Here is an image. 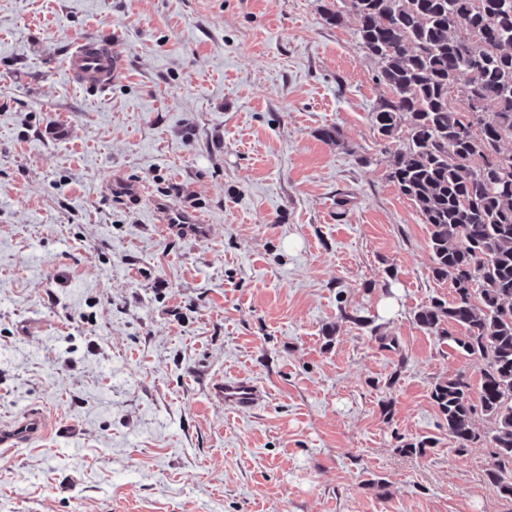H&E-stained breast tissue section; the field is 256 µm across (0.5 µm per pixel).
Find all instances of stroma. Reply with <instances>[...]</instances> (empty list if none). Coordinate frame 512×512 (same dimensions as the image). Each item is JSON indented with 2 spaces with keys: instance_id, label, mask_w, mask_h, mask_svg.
<instances>
[{
  "instance_id": "1",
  "label": "stroma",
  "mask_w": 512,
  "mask_h": 512,
  "mask_svg": "<svg viewBox=\"0 0 512 512\" xmlns=\"http://www.w3.org/2000/svg\"><path fill=\"white\" fill-rule=\"evenodd\" d=\"M324 3L0 0V427L49 422L0 453V512H512L491 422L458 450L431 400L484 362L415 322L452 284ZM85 38L123 49L111 86L66 77ZM162 214L164 220L160 224V228L163 231L193 238H204L208 234V225L192 212H172L162 207ZM221 393L224 403L240 412L256 407L263 400L259 387L253 381L243 377L224 380Z\"/></svg>"
}]
</instances>
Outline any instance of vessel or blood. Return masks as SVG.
I'll list each match as a JSON object with an SVG mask.
<instances>
[{"label": "vessel or blood", "instance_id": "vessel-or-blood-1", "mask_svg": "<svg viewBox=\"0 0 512 512\" xmlns=\"http://www.w3.org/2000/svg\"><path fill=\"white\" fill-rule=\"evenodd\" d=\"M123 54L112 42L85 39L75 44L64 60L68 75L88 89L105 88L119 75ZM162 230L185 237L203 238L208 226L191 212L164 211ZM221 393L226 404L244 411L256 407L263 399L259 387L251 380L239 377L225 380ZM42 429L39 417L29 416L17 422L8 432L0 431V447L15 448L37 437Z\"/></svg>", "mask_w": 512, "mask_h": 512}]
</instances>
